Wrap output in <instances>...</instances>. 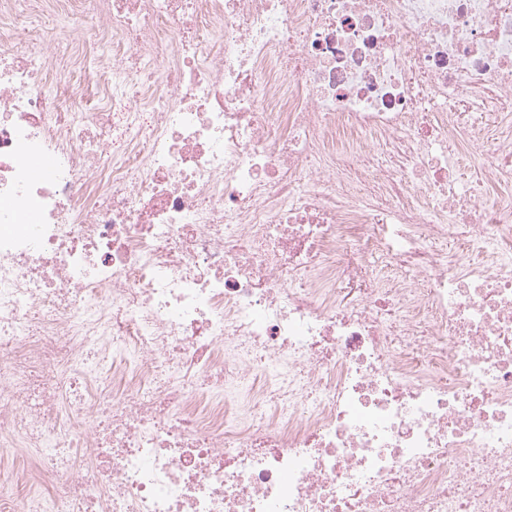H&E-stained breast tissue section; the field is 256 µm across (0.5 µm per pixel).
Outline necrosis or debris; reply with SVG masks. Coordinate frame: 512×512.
<instances>
[{
  "instance_id": "obj_1",
  "label": "necrosis or debris",
  "mask_w": 512,
  "mask_h": 512,
  "mask_svg": "<svg viewBox=\"0 0 512 512\" xmlns=\"http://www.w3.org/2000/svg\"><path fill=\"white\" fill-rule=\"evenodd\" d=\"M0 512H512V0H0Z\"/></svg>"
}]
</instances>
